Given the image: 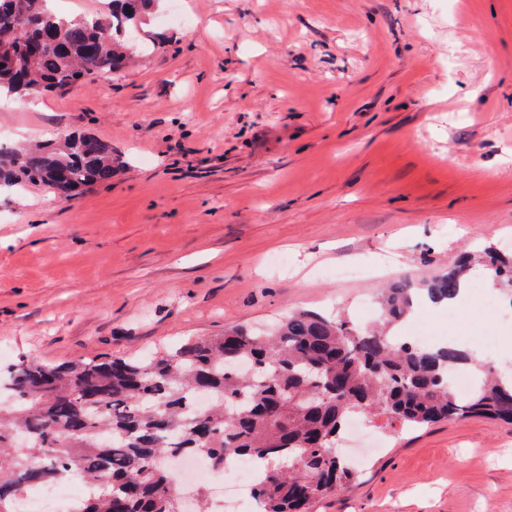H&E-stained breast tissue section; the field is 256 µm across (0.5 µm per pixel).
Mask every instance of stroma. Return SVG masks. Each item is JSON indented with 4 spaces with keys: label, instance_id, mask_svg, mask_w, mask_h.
Masks as SVG:
<instances>
[{
    "label": "stroma",
    "instance_id": "stroma-1",
    "mask_svg": "<svg viewBox=\"0 0 512 512\" xmlns=\"http://www.w3.org/2000/svg\"><path fill=\"white\" fill-rule=\"evenodd\" d=\"M121 72L0 105L11 148L89 133L112 181L0 192V363L127 356L303 309L375 323L390 280L512 238V0H162ZM359 266L356 279L337 269ZM512 348V308L418 305ZM312 512H512V424L406 432Z\"/></svg>",
    "mask_w": 512,
    "mask_h": 512
}]
</instances>
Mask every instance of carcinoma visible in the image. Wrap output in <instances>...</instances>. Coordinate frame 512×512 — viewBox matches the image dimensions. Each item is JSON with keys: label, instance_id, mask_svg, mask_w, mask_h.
I'll list each match as a JSON object with an SVG mask.
<instances>
[{"label": "carcinoma", "instance_id": "1", "mask_svg": "<svg viewBox=\"0 0 512 512\" xmlns=\"http://www.w3.org/2000/svg\"><path fill=\"white\" fill-rule=\"evenodd\" d=\"M158 2L112 0L105 17L63 19L46 0H0V97L65 94L82 77L120 71L129 54L122 36ZM115 174L112 147L85 134L0 153V182L46 184L62 199ZM474 266L512 304V256L488 247L462 252L431 280L391 283L371 329L299 312L267 335L234 328L147 359L22 358L0 369V512L75 472L91 488L75 512H179L166 461L188 455L215 468L230 457L268 460L250 490L259 512H310L354 481L333 452L353 414L407 430L470 416L512 423V379L485 372L459 399L448 383L466 361L457 346L391 334L417 294L452 300Z\"/></svg>", "mask_w": 512, "mask_h": 512}]
</instances>
